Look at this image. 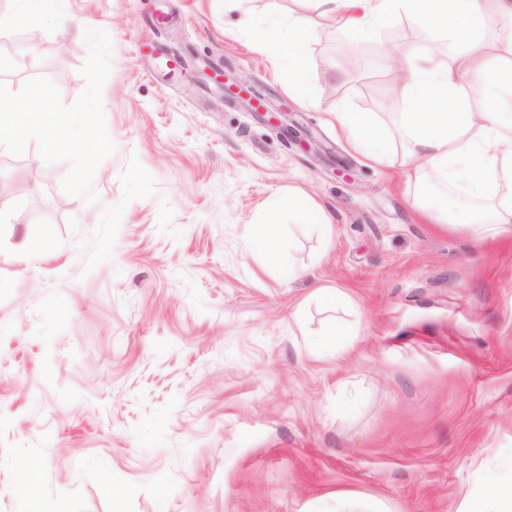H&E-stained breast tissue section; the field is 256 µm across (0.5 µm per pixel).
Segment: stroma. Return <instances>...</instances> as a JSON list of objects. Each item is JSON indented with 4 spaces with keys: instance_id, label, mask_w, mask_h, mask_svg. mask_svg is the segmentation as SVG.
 <instances>
[{
    "instance_id": "stroma-1",
    "label": "stroma",
    "mask_w": 512,
    "mask_h": 512,
    "mask_svg": "<svg viewBox=\"0 0 512 512\" xmlns=\"http://www.w3.org/2000/svg\"><path fill=\"white\" fill-rule=\"evenodd\" d=\"M65 7L111 39L116 150L89 203L63 191L67 163L0 147V512H330L340 493L459 512L485 477H512V239L482 247L429 221L403 151L368 164L335 120L397 130L407 63L447 62L444 35L400 14L356 38L306 0ZM245 9L309 25L312 102L256 50ZM153 40L182 71L139 53ZM87 53L62 28L0 33V82L45 77L70 105ZM205 61L249 97L224 101ZM291 191L330 232L273 211ZM265 222L311 277L264 265L248 230ZM319 285L350 305L323 308ZM338 319L354 340L312 350Z\"/></svg>"
}]
</instances>
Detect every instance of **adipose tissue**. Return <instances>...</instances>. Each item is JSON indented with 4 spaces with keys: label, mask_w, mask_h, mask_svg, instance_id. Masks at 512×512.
<instances>
[{
    "label": "adipose tissue",
    "mask_w": 512,
    "mask_h": 512,
    "mask_svg": "<svg viewBox=\"0 0 512 512\" xmlns=\"http://www.w3.org/2000/svg\"><path fill=\"white\" fill-rule=\"evenodd\" d=\"M318 17L360 35L374 33L392 16L406 14L422 24L447 31L454 46L446 66L433 56H413L407 81L410 110L401 131L407 177L418 180L422 207L438 224L470 231L477 240L512 237V32L479 41L494 21L512 23V0H311ZM269 33L288 58V85L301 99L310 95L306 45L308 32L296 22ZM488 100L481 110L471 105L475 89ZM336 120L352 148L366 160L385 164L393 139L387 128L364 112L337 113ZM434 173L456 191L488 199L483 211L459 214L436 204V187L425 181ZM461 512H512V479L485 481Z\"/></svg>",
    "instance_id": "adipose-tissue-1"
}]
</instances>
